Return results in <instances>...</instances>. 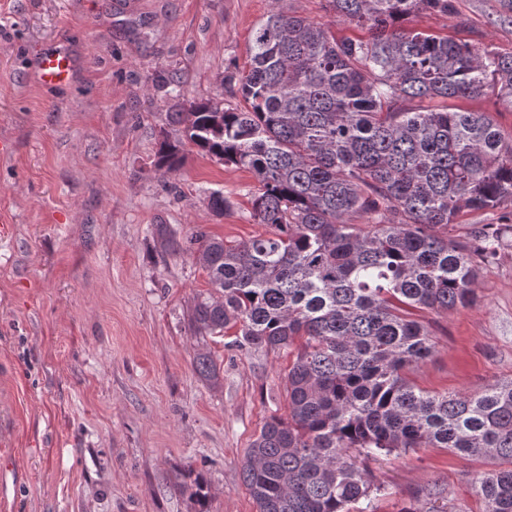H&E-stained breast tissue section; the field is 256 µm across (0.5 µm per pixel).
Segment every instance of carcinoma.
I'll return each instance as SVG.
<instances>
[{"label":"carcinoma","instance_id":"1","mask_svg":"<svg viewBox=\"0 0 512 512\" xmlns=\"http://www.w3.org/2000/svg\"><path fill=\"white\" fill-rule=\"evenodd\" d=\"M328 2L366 36L338 39L274 0L248 65L228 78L246 107L202 99L169 113L184 140H163L155 160L178 170L187 142L258 183L263 236L228 242L197 229L182 245L157 228L165 252H193L213 287L189 314L200 335L236 327L241 348L296 350L288 419L264 423L243 482L258 512H350L374 491L365 461L447 448L500 461L474 492L484 512H512V381L432 395L404 376L434 348L413 311L468 304L481 269L512 248V137L485 112L401 107L491 94L512 111V53L402 26L452 15L455 0ZM478 213L497 223L451 238ZM192 366L219 384L210 354ZM186 491L208 512L202 481Z\"/></svg>","mask_w":512,"mask_h":512}]
</instances>
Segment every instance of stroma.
Segmentation results:
<instances>
[{
    "mask_svg": "<svg viewBox=\"0 0 512 512\" xmlns=\"http://www.w3.org/2000/svg\"><path fill=\"white\" fill-rule=\"evenodd\" d=\"M0 0V512H196L181 490L203 475L209 512H257L241 463L264 422L287 417V351L196 335L189 312L211 289L193 255L165 254L155 227L230 241L265 234L251 173L185 145L181 168L154 161L177 140L182 102L243 100L220 78L248 61L271 0ZM406 25L512 52L496 0ZM65 43L70 83L29 75ZM231 202L209 206L214 192ZM415 317L435 350L407 379L430 393H478L512 379V249L483 268L475 301ZM211 352L221 381L194 373ZM445 448L369 461L372 512H483L476 476L496 468Z\"/></svg>",
    "mask_w": 512,
    "mask_h": 512,
    "instance_id": "1",
    "label": "stroma"
}]
</instances>
